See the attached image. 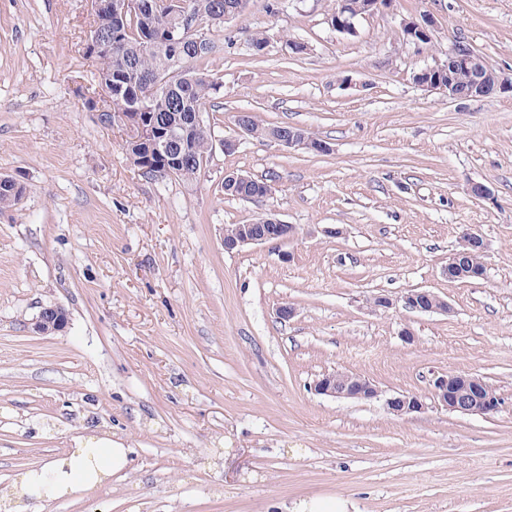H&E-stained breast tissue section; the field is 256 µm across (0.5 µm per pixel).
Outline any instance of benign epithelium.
<instances>
[{
	"instance_id": "1",
	"label": "benign epithelium",
	"mask_w": 512,
	"mask_h": 512,
	"mask_svg": "<svg viewBox=\"0 0 512 512\" xmlns=\"http://www.w3.org/2000/svg\"><path fill=\"white\" fill-rule=\"evenodd\" d=\"M95 17L112 19L115 13H125L129 0H92ZM392 0H365V5L351 8L348 0H337V6L329 18L332 29L348 35L356 33L359 19L388 7ZM402 36L416 44H430L433 41V21L421 22L408 20L402 24ZM416 83L422 87L441 91L450 98H480L493 94L497 90L511 89L512 78L497 73L484 60L470 49L456 45L448 50V61L444 65H435L420 70L415 75ZM120 123L129 132V141L145 144L149 150H159L169 140V132L147 112H139L132 117H116L109 124ZM266 135L288 150H312L328 152L330 146L323 140L309 136L295 127H275L267 130ZM259 182L261 197L271 192L270 184L262 179L237 171L224 173V195H238L240 187ZM296 233V227L286 224L274 214H265L252 224H232L224 228V250L233 251L244 245H259L273 237L281 239ZM487 244L483 235L472 229L465 230L460 236L459 246L449 260L444 274L450 279H479L485 274V266L473 262L477 254H484ZM400 306L412 312H450L448 302L434 292L426 289H412L396 298L379 295L372 299L370 307L374 310H389ZM68 318L66 311L59 306L42 308L32 319V331L36 334L58 332L65 328ZM431 396L435 405L451 412L484 417L496 414L501 399L488 383L480 376L469 373H437L431 379ZM313 390L319 395L336 399H354L357 401L381 400L386 410L397 417H409L428 408L422 395L405 393L387 395L371 380L343 372L327 373L316 379Z\"/></svg>"
}]
</instances>
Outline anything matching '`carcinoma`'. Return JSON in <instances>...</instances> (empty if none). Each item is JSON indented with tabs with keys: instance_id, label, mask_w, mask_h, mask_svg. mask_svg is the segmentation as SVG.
<instances>
[{
	"instance_id": "1",
	"label": "carcinoma",
	"mask_w": 512,
	"mask_h": 512,
	"mask_svg": "<svg viewBox=\"0 0 512 512\" xmlns=\"http://www.w3.org/2000/svg\"><path fill=\"white\" fill-rule=\"evenodd\" d=\"M238 0H139L138 10L112 17V52L96 56L97 75L112 85V116L151 112L171 128L174 146L188 160L177 179L194 184L202 170L196 159L210 155L209 129L193 130L185 122L205 112L221 84L202 66L215 48L212 28L224 25V11ZM181 26V40L169 41L168 30ZM143 175L162 177L171 156L163 150L144 153ZM24 187L14 178L0 182V209L17 205Z\"/></svg>"
}]
</instances>
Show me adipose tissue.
Returning a JSON list of instances; mask_svg holds the SVG:
<instances>
[{
  "label": "adipose tissue",
  "instance_id": "adipose-tissue-1",
  "mask_svg": "<svg viewBox=\"0 0 512 512\" xmlns=\"http://www.w3.org/2000/svg\"><path fill=\"white\" fill-rule=\"evenodd\" d=\"M128 450L108 439L82 447L70 457L52 461L22 477L26 495L41 500L92 488L125 468Z\"/></svg>",
  "mask_w": 512,
  "mask_h": 512
}]
</instances>
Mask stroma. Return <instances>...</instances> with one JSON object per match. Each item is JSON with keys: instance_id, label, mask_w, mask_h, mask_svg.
<instances>
[{"instance_id": "1", "label": "stroma", "mask_w": 512, "mask_h": 512, "mask_svg": "<svg viewBox=\"0 0 512 512\" xmlns=\"http://www.w3.org/2000/svg\"><path fill=\"white\" fill-rule=\"evenodd\" d=\"M335 7L248 0L214 32L208 115L237 147L189 187L142 175L124 130L86 106L91 0H0V176L25 187L0 211V495L99 435L128 448L125 471L34 512H290L311 497L349 512H512V93L451 99L413 79L456 43L512 76V0H393L352 35L329 25ZM426 17L432 43L403 41V20ZM258 30L271 36L260 55ZM241 112L331 150L252 139ZM228 171L267 180L270 196L225 197ZM268 212L297 236L225 252V226ZM470 226L486 273L448 279ZM414 288L450 313L367 304ZM50 305L66 327L33 333ZM282 305L292 318L277 319ZM336 370L395 395L472 373L501 407L399 418L316 394Z\"/></svg>"}]
</instances>
